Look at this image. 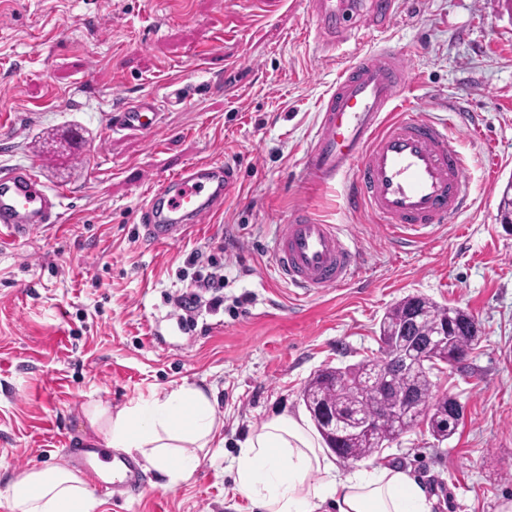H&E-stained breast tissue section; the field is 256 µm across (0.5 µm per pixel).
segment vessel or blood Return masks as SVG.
<instances>
[{
  "mask_svg": "<svg viewBox=\"0 0 512 512\" xmlns=\"http://www.w3.org/2000/svg\"><path fill=\"white\" fill-rule=\"evenodd\" d=\"M399 0H311L317 35L348 34L350 23L370 8L376 30H383ZM409 70L403 54L382 46L358 53L338 74L323 97L317 129L303 159L308 179L345 185L349 209H367L376 223L386 225L403 246L431 235L436 225L466 206L467 160L456 149L447 121L427 118L391 120ZM157 100L143 97L115 117L114 128L149 134L158 125ZM238 184L235 165L209 161L191 163L176 173L158 175L141 206L148 239L170 245L202 224L213 223ZM61 192L49 190L28 168L0 172V240H27L34 232L59 223ZM360 253L338 225L325 224L307 209H298L278 225L273 272L283 283L304 294L319 296L355 280ZM97 446L64 449L61 466L81 471L90 488L116 500L136 497L146 480L137 458L119 454L111 470L98 466Z\"/></svg>",
  "mask_w": 512,
  "mask_h": 512,
  "instance_id": "b4317fda",
  "label": "vessel or blood"
}]
</instances>
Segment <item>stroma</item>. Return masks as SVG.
<instances>
[{"label":"stroma","instance_id":"35a3bbf8","mask_svg":"<svg viewBox=\"0 0 512 512\" xmlns=\"http://www.w3.org/2000/svg\"><path fill=\"white\" fill-rule=\"evenodd\" d=\"M310 15L309 0H0V169L65 191L58 224L0 243V512H11L8 479L86 442V403L120 407L185 382L215 393L223 447L187 484L167 489L153 469L139 497L97 496L92 512H255L227 469L239 442L272 414L308 417L310 378L378 356L381 317L409 295L478 324L464 370L434 378L464 418L447 441L419 426L337 465L409 470L433 512L512 501V225L499 210L512 180V0H400L383 31L326 51ZM382 44L408 60L403 117H463L452 138L468 160L467 206L412 247L302 167L338 71ZM177 77L188 109L163 110L149 135L108 131L116 106L164 99ZM72 128L81 139L62 143ZM204 157L236 165L237 193L218 223L150 244L146 175ZM301 207L362 253L354 283L308 298L271 277L276 228ZM198 248L229 283L223 307L187 332L173 299Z\"/></svg>","mask_w":512,"mask_h":512}]
</instances>
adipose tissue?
I'll list each match as a JSON object with an SVG mask.
<instances>
[{
  "mask_svg": "<svg viewBox=\"0 0 512 512\" xmlns=\"http://www.w3.org/2000/svg\"><path fill=\"white\" fill-rule=\"evenodd\" d=\"M217 400L183 384L164 396L120 408L100 400L83 409L86 435L106 447L140 455L167 478L168 488L188 483L222 435ZM235 492L259 512H432L433 501L407 471L378 466L341 472L303 419L275 414L254 428L231 460ZM11 512H90L84 481L60 467L31 469L9 480Z\"/></svg>",
  "mask_w": 512,
  "mask_h": 512,
  "instance_id": "obj_1",
  "label": "adipose tissue"
}]
</instances>
